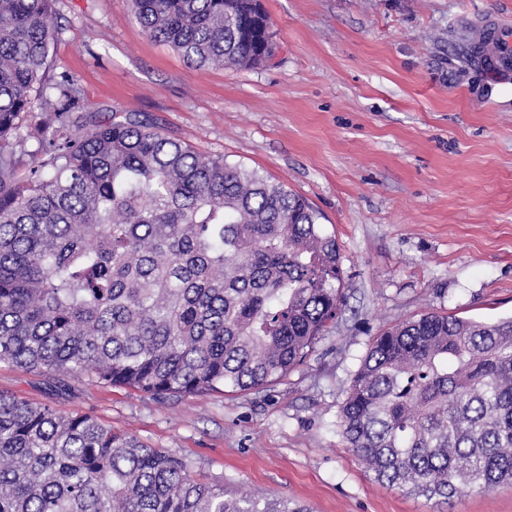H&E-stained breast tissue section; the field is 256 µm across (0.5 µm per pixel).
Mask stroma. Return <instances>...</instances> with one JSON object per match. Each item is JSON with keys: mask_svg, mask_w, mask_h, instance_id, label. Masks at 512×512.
I'll list each match as a JSON object with an SVG mask.
<instances>
[{"mask_svg": "<svg viewBox=\"0 0 512 512\" xmlns=\"http://www.w3.org/2000/svg\"><path fill=\"white\" fill-rule=\"evenodd\" d=\"M272 62L197 69L127 0H57L47 79L85 111L140 112L258 170L320 213L345 303L306 362L262 391L157 397L0 363V394L192 461L228 491L308 512H512V488L442 501L377 482L337 426L374 336L428 311L512 316V83L481 64L477 16L512 0H262Z\"/></svg>", "mask_w": 512, "mask_h": 512, "instance_id": "35a3bbf8", "label": "stroma"}]
</instances>
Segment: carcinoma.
<instances>
[{
	"label": "carcinoma",
	"mask_w": 512,
	"mask_h": 512,
	"mask_svg": "<svg viewBox=\"0 0 512 512\" xmlns=\"http://www.w3.org/2000/svg\"><path fill=\"white\" fill-rule=\"evenodd\" d=\"M54 2L0 0V363L168 397L277 383L336 321V239L284 184L140 112L83 111L67 75L44 90ZM254 2L129 6L191 66L251 68L274 56L247 34L270 25ZM338 427L389 487L448 500L512 485V318L427 312L385 328ZM0 512L306 509L228 495L89 414L0 394Z\"/></svg>",
	"instance_id": "carcinoma-1"
}]
</instances>
